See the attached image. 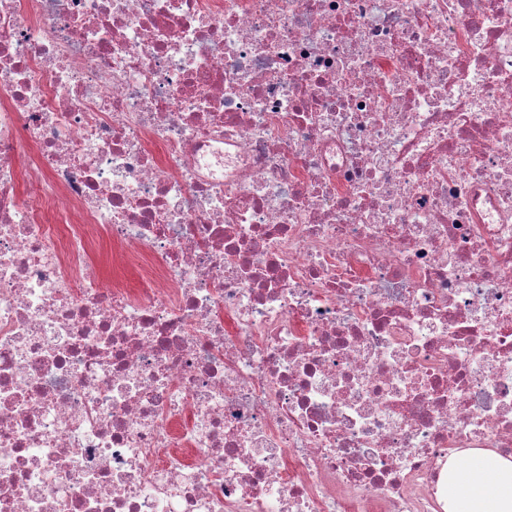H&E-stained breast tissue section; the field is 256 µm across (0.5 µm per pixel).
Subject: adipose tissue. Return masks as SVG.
Instances as JSON below:
<instances>
[{"label": "adipose tissue", "instance_id": "1", "mask_svg": "<svg viewBox=\"0 0 512 512\" xmlns=\"http://www.w3.org/2000/svg\"><path fill=\"white\" fill-rule=\"evenodd\" d=\"M448 512H512V459L479 450L448 465Z\"/></svg>", "mask_w": 512, "mask_h": 512}]
</instances>
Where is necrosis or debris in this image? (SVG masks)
Wrapping results in <instances>:
<instances>
[{
  "label": "necrosis or debris",
  "instance_id": "4bbe7bcc",
  "mask_svg": "<svg viewBox=\"0 0 512 512\" xmlns=\"http://www.w3.org/2000/svg\"><path fill=\"white\" fill-rule=\"evenodd\" d=\"M474 450L512 0H0V512H447Z\"/></svg>",
  "mask_w": 512,
  "mask_h": 512
}]
</instances>
